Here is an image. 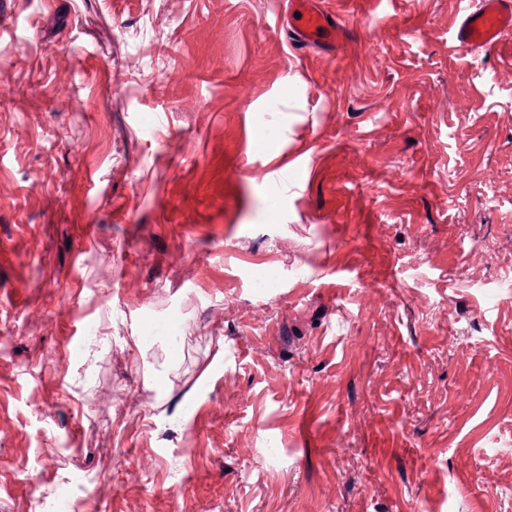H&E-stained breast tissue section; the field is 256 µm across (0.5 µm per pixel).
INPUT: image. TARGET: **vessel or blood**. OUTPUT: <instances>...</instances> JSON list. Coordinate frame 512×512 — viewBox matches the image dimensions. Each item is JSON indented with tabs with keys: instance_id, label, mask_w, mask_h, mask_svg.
<instances>
[{
	"instance_id": "vessel-or-blood-1",
	"label": "vessel or blood",
	"mask_w": 512,
	"mask_h": 512,
	"mask_svg": "<svg viewBox=\"0 0 512 512\" xmlns=\"http://www.w3.org/2000/svg\"><path fill=\"white\" fill-rule=\"evenodd\" d=\"M460 22L454 38L463 46L491 49L512 34V0H458ZM287 22L298 43L326 51L341 44L346 31L330 22L317 0H289Z\"/></svg>"
}]
</instances>
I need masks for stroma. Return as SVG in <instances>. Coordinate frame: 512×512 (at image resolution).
I'll use <instances>...</instances> for the list:
<instances>
[{
    "label": "stroma",
    "instance_id": "1",
    "mask_svg": "<svg viewBox=\"0 0 512 512\" xmlns=\"http://www.w3.org/2000/svg\"><path fill=\"white\" fill-rule=\"evenodd\" d=\"M323 2L0 0V512H512V36ZM295 12L301 14L299 19ZM286 24L293 30L298 43L326 51H334L346 37V30L335 17L313 0H289Z\"/></svg>",
    "mask_w": 512,
    "mask_h": 512
}]
</instances>
